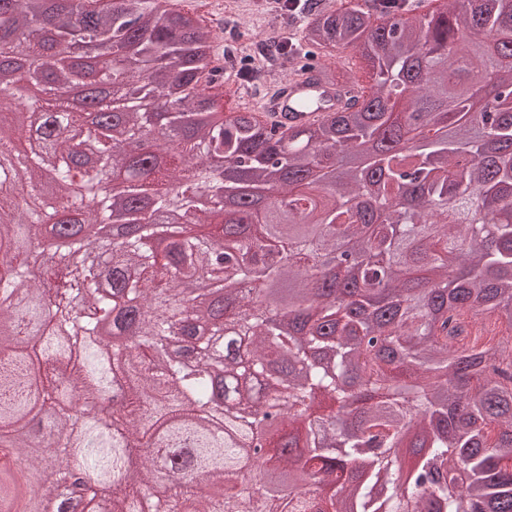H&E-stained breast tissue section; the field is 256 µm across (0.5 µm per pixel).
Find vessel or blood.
Returning a JSON list of instances; mask_svg holds the SVG:
<instances>
[{"label": "vessel or blood", "mask_w": 512, "mask_h": 512, "mask_svg": "<svg viewBox=\"0 0 512 512\" xmlns=\"http://www.w3.org/2000/svg\"><path fill=\"white\" fill-rule=\"evenodd\" d=\"M316 75V70L311 69L303 76L285 81L268 102L258 107L247 96H239L237 109L258 112L262 119L287 126L309 124L319 116L337 111L348 96L346 87L321 85Z\"/></svg>", "instance_id": "obj_1"}]
</instances>
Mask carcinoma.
<instances>
[{
	"instance_id": "obj_1",
	"label": "carcinoma",
	"mask_w": 512,
	"mask_h": 512,
	"mask_svg": "<svg viewBox=\"0 0 512 512\" xmlns=\"http://www.w3.org/2000/svg\"><path fill=\"white\" fill-rule=\"evenodd\" d=\"M143 2L78 26L60 10L47 30L41 0H0V64L22 60L0 78L43 85L28 101L31 128L0 135V162L31 201L20 208L0 180V512L31 508L39 467L17 471L10 459L45 442L59 458L46 498L78 454L93 483L69 492L101 496L105 512H140L155 485L164 512L188 501L194 512H276L261 485L255 500L232 493L259 437L268 473L299 468L329 487L288 512H512V343L466 342L488 315L512 324V0H448L439 14L409 0H306L295 42L272 40L319 56L327 83L355 87L361 77L331 61L349 48L370 80L335 118L292 129L290 144L252 112L200 124L199 53L212 32L154 19ZM400 12L413 22L396 31L387 18ZM85 40L110 57L85 88L116 80L122 93L93 98L112 124L78 142L91 163L80 174L71 141L90 123L67 96L62 48ZM166 95L179 108L148 145L154 159L115 160L112 133L144 141ZM488 97L494 112L478 107ZM167 139L178 147L163 162ZM366 142L378 146L362 164L336 156L338 144ZM214 154L277 187L286 209L212 224L234 193L213 176ZM115 167L125 195L83 208ZM145 180L151 208L101 264L83 230L126 211ZM48 225L72 227L71 252L36 279L32 247ZM343 248L354 266L308 297L315 259ZM127 302L143 308L139 338L115 346L98 331L123 332ZM117 379L126 434L115 440L67 405L107 397ZM143 441L147 456L131 462ZM205 481L224 484V499L202 494Z\"/></svg>"
}]
</instances>
